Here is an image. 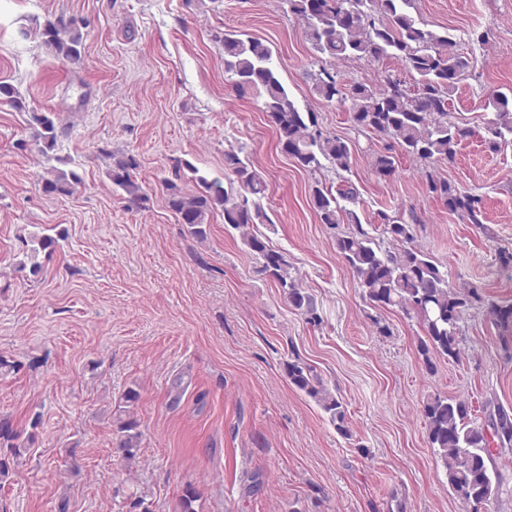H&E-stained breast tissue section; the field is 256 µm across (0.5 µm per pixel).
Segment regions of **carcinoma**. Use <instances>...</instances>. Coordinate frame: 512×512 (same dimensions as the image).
Returning <instances> with one entry per match:
<instances>
[{"label":"carcinoma","instance_id":"obj_1","mask_svg":"<svg viewBox=\"0 0 512 512\" xmlns=\"http://www.w3.org/2000/svg\"><path fill=\"white\" fill-rule=\"evenodd\" d=\"M417 0H280L284 12L297 18L314 51L319 68L310 72L313 92L326 102L347 107L349 121L360 135H377L385 140L382 149L369 153L373 174L383 180L394 178L399 157L419 163L430 194L457 213L468 224L483 225L482 197L460 189L447 177L433 172L440 163H451L457 147L475 136L468 124L456 121L450 112L451 94L473 69L470 55L458 48L448 29H435L417 16ZM89 22L76 17H47L39 24L42 44L72 65L82 61V30ZM213 40L224 53V70L232 90L244 96L255 94L276 132L278 145L296 168L314 177L311 203L319 223L330 230L346 228L335 235L336 251L362 296L377 309H397L421 323L423 336L418 351L425 370L432 374L438 356L456 361L462 353L461 322L474 303L481 300L471 283L453 284L448 266L430 256L416 243L415 227L404 219L379 212L380 223H362L355 207L359 192L345 180L334 187L318 178L323 170L338 174L350 171L356 145L353 141L320 129L317 116L302 110L284 85L272 62L268 41L245 33L217 30ZM389 58L411 76L409 86L398 73L384 76L376 86L365 82L344 84L335 64L342 60L379 61ZM0 99L18 112L28 139L15 143L21 151L47 156L59 149L58 117L39 112L7 82H0ZM487 117L482 141L492 153L512 146V92L494 91L485 101ZM132 155L112 156L108 176L127 206L146 200ZM192 174L196 188L183 185ZM81 177L74 171L47 169L36 186L44 196L74 193ZM166 208L187 233L203 242L208 237L211 216L222 215L225 227L238 232L242 244L255 259L256 273L274 283L289 309L308 322L320 321L314 297L304 288L288 256L253 232L256 224L269 218L263 201L268 187L243 149L224 151V176L198 174L190 163L174 169V178L163 181ZM60 236L34 234L21 268L36 277L42 266L39 255L52 253ZM484 312L499 329L504 348L512 347V301L490 299ZM289 383L314 401L325 413L336 433L352 437L343 403L314 368L296 357L285 364ZM139 392L127 389L112 410L115 435L112 448L120 461L132 467L140 454L135 403ZM420 412L448 492L464 512H488V505L505 492H512L496 458L512 452V408L488 401L485 418L476 416L467 397L441 393L428 395ZM41 423L34 415L28 426L18 425L8 414H0V480L7 478L27 456ZM201 494L191 483L184 485L176 512H199Z\"/></svg>","mask_w":512,"mask_h":512}]
</instances>
